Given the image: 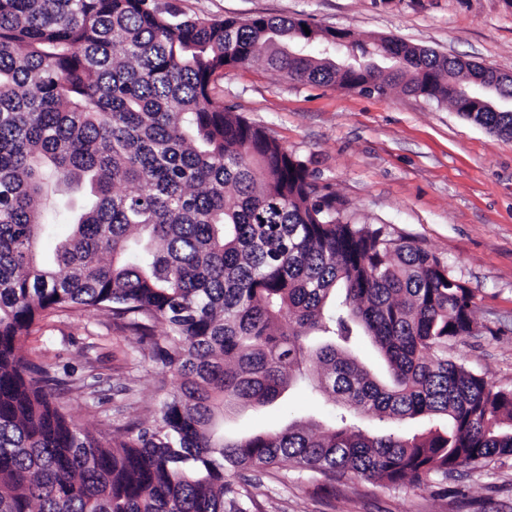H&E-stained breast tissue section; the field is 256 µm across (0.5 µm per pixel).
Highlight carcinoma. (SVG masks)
<instances>
[{
	"label": "carcinoma",
	"mask_w": 512,
	"mask_h": 512,
	"mask_svg": "<svg viewBox=\"0 0 512 512\" xmlns=\"http://www.w3.org/2000/svg\"><path fill=\"white\" fill-rule=\"evenodd\" d=\"M304 23L190 17L161 0H0V512H250L226 472L421 486L512 457V390L448 359L476 326L473 291L430 251L351 223L303 161L212 95L261 61L446 102L512 138V77ZM62 186L90 202L41 264ZM59 312L110 317L173 374L151 423L105 434L65 411L49 367L19 352ZM295 387L331 420L218 432ZM404 421L420 429L384 428Z\"/></svg>",
	"instance_id": "1"
}]
</instances>
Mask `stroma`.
<instances>
[{
  "instance_id": "35a3bbf8",
  "label": "stroma",
  "mask_w": 512,
  "mask_h": 512,
  "mask_svg": "<svg viewBox=\"0 0 512 512\" xmlns=\"http://www.w3.org/2000/svg\"><path fill=\"white\" fill-rule=\"evenodd\" d=\"M186 15L303 19L364 39L393 36L512 74V0H174ZM226 110L264 128L305 161L355 224L434 253L475 293V331L449 342L448 357L512 389V139L463 119L447 104L398 90L365 94L306 81L255 63L214 86ZM85 192L60 196L44 254L71 231ZM23 355L57 372L95 374V388L59 387L72 416L99 429L151 420L161 376L134 336L99 313L58 314L35 325ZM302 389L224 423L249 433L294 416L330 417ZM254 512H512V457L412 487L352 480L320 489L282 468L252 474Z\"/></svg>"
}]
</instances>
